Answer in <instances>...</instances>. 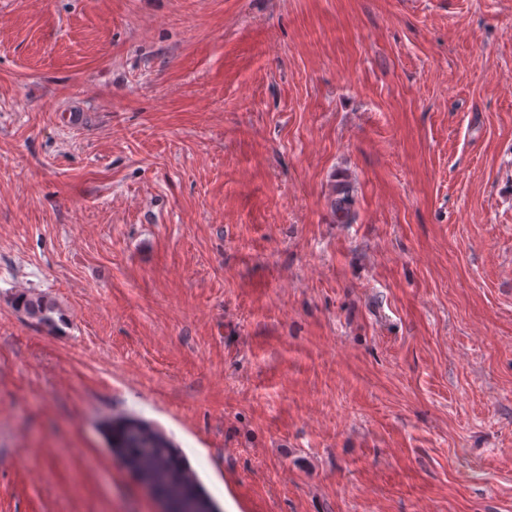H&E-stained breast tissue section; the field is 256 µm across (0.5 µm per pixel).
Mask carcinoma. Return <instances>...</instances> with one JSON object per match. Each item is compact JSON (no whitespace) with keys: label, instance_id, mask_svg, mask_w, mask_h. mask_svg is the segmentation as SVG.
<instances>
[{"label":"carcinoma","instance_id":"obj_1","mask_svg":"<svg viewBox=\"0 0 512 512\" xmlns=\"http://www.w3.org/2000/svg\"><path fill=\"white\" fill-rule=\"evenodd\" d=\"M15 303L35 323L49 332L58 330L56 303L45 294H21ZM111 453L120 456L136 474L148 479L155 493L169 505L168 512H185L188 503L211 501L193 475L186 458L159 430L132 416L105 424Z\"/></svg>","mask_w":512,"mask_h":512}]
</instances>
